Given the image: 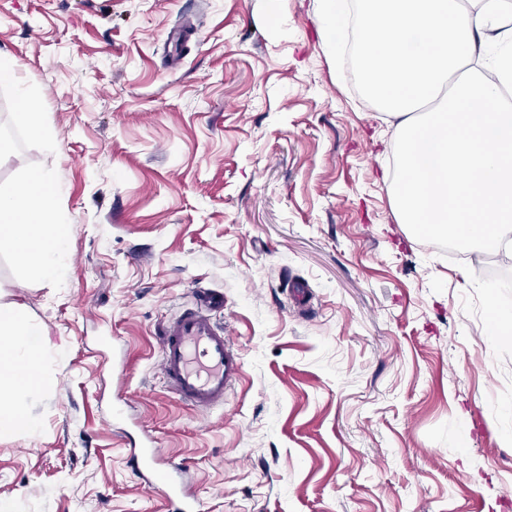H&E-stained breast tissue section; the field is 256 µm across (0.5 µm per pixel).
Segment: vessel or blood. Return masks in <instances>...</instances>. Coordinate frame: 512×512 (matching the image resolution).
Instances as JSON below:
<instances>
[{
    "label": "vessel or blood",
    "mask_w": 512,
    "mask_h": 512,
    "mask_svg": "<svg viewBox=\"0 0 512 512\" xmlns=\"http://www.w3.org/2000/svg\"><path fill=\"white\" fill-rule=\"evenodd\" d=\"M224 309L223 293L200 292L194 307L164 325L158 334L161 370L171 393L199 409L223 404L239 379L241 362L214 315ZM134 468L146 470L148 484L161 489L168 512H202L179 466L162 462L154 448L130 451Z\"/></svg>",
    "instance_id": "b4317fda"
}]
</instances>
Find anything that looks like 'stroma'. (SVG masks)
<instances>
[{
  "label": "stroma",
  "mask_w": 512,
  "mask_h": 512,
  "mask_svg": "<svg viewBox=\"0 0 512 512\" xmlns=\"http://www.w3.org/2000/svg\"><path fill=\"white\" fill-rule=\"evenodd\" d=\"M319 0H0V187L63 185L55 279L0 251V302L43 334L35 433L0 435L11 512H166L153 438L204 512H512V307L498 254L418 241L398 121L342 80ZM38 95L54 149L14 113ZM242 374L202 412L156 335L196 290Z\"/></svg>",
  "instance_id": "obj_1"
}]
</instances>
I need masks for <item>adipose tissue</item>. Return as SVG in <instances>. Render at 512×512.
I'll return each instance as SVG.
<instances>
[{
    "mask_svg": "<svg viewBox=\"0 0 512 512\" xmlns=\"http://www.w3.org/2000/svg\"><path fill=\"white\" fill-rule=\"evenodd\" d=\"M61 183L42 172L27 173L0 188V244H10L22 262L43 279H54L67 251V232L53 209ZM42 333L28 325L17 307L0 302V391L26 397L41 391L45 379L35 355Z\"/></svg>",
    "mask_w": 512,
    "mask_h": 512,
    "instance_id": "adipose-tissue-1",
    "label": "adipose tissue"
}]
</instances>
